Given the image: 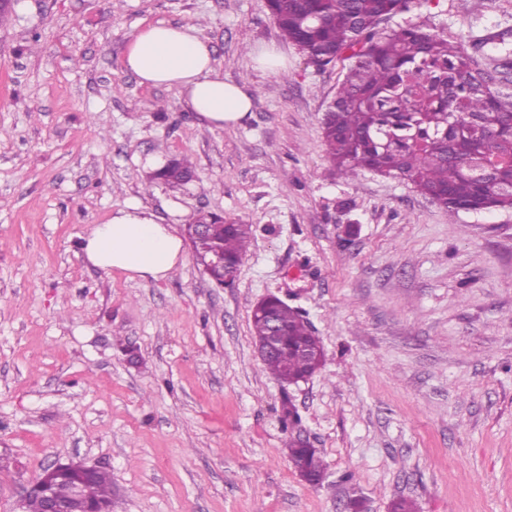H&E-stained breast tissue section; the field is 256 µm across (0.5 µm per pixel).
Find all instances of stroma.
Wrapping results in <instances>:
<instances>
[{
  "mask_svg": "<svg viewBox=\"0 0 512 512\" xmlns=\"http://www.w3.org/2000/svg\"><path fill=\"white\" fill-rule=\"evenodd\" d=\"M395 21L512 52V0H421ZM158 23L199 27L252 98L239 125L125 68ZM262 46L284 71L259 69ZM341 78L267 0H20L0 25V512L54 460L110 470L112 512H512V211L451 217L406 180L338 175L322 119ZM183 156L193 181L146 187ZM127 203L180 232L201 211L251 225L234 283L189 252L159 281L88 264L83 236ZM290 293L325 350L292 386L250 331L261 298ZM293 434L321 485L289 463ZM288 461L301 476L318 478L323 475L325 463L316 448L300 439L288 441Z\"/></svg>",
  "mask_w": 512,
  "mask_h": 512,
  "instance_id": "stroma-1",
  "label": "stroma"
}]
</instances>
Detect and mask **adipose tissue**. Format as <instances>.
<instances>
[{"mask_svg":"<svg viewBox=\"0 0 512 512\" xmlns=\"http://www.w3.org/2000/svg\"><path fill=\"white\" fill-rule=\"evenodd\" d=\"M125 66L141 83L177 88L183 106L211 127L238 124L252 109L245 87L216 71L211 49L194 25L145 27L131 39ZM82 250L96 268L154 280L165 279L184 258L183 241L173 226L158 223L138 205L118 208L108 223L93 226Z\"/></svg>","mask_w":512,"mask_h":512,"instance_id":"adipose-tissue-1","label":"adipose tissue"}]
</instances>
